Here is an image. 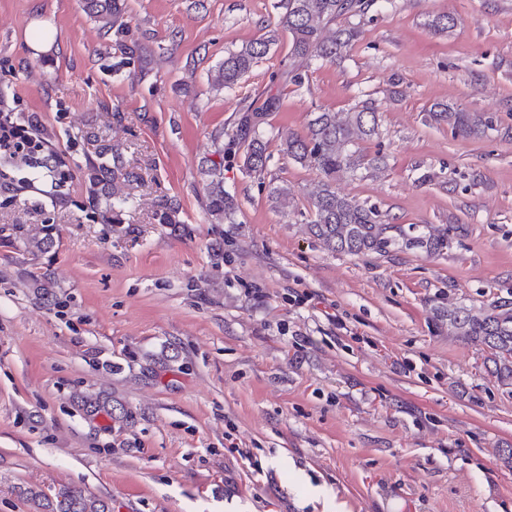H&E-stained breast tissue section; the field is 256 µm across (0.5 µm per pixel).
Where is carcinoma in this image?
Listing matches in <instances>:
<instances>
[{"instance_id":"cac0c4a2","label":"carcinoma","mask_w":512,"mask_h":512,"mask_svg":"<svg viewBox=\"0 0 512 512\" xmlns=\"http://www.w3.org/2000/svg\"><path fill=\"white\" fill-rule=\"evenodd\" d=\"M85 9L106 35L115 37V44L127 55H135L136 47L126 44L128 32L125 0H84ZM370 0H284V12L277 27L288 33L290 49L288 65L279 78L283 82L302 84V67L313 61L334 63L347 57L358 30L350 22L340 28L336 19H354L366 13ZM456 25L450 14H439L427 22L431 33L449 35ZM276 41V31L255 39L239 50L228 53L211 76L213 86L232 88L243 79ZM280 107V98L270 95L259 107H248L235 132L229 138L227 156L239 158L248 175H264L270 155L267 154L266 117ZM428 121L446 127L452 135L462 138L482 137L494 129L495 118L487 112H467L448 102H436L427 110ZM379 134L377 107L371 99L354 104L345 112H316L304 132H290L280 138V151L295 163L315 170L320 181L311 193L308 233L333 252L352 256L388 257L404 251H419L428 257L448 253L458 242L463 227L448 224H394L374 204L360 202L336 190V180L355 175L361 169L378 170L382 159L361 154L358 145ZM38 144L16 159L11 152L0 158V192L18 191L31 179L50 178L63 182L65 161L48 148L42 133H34ZM84 137L99 143L95 157H88L78 166L88 207L104 224H119L133 199L120 196L114 187L130 182L134 173L126 170L119 149L102 141L95 124L88 123ZM22 166L28 178L16 183L10 171ZM205 190V211L211 223H234L236 211L233 197L224 189V162H211L202 170ZM269 198L275 207L288 208L294 197L288 187L273 186ZM154 220L158 224L176 225L179 204L170 197L156 203ZM0 234L19 240L25 249L45 253L54 243L53 225L44 224L32 234L22 224L0 227ZM34 295L47 306H57L55 284L49 276L36 281ZM439 317L448 321V334L478 345L486 351L483 367L503 389L512 394V299L502 298L474 309L455 305L439 309ZM77 405L89 418L100 413L111 420L128 421L132 412L122 404H113L112 394L77 393ZM31 512H111L109 503L80 487H65L53 495L40 489L23 491Z\"/></svg>"}]
</instances>
